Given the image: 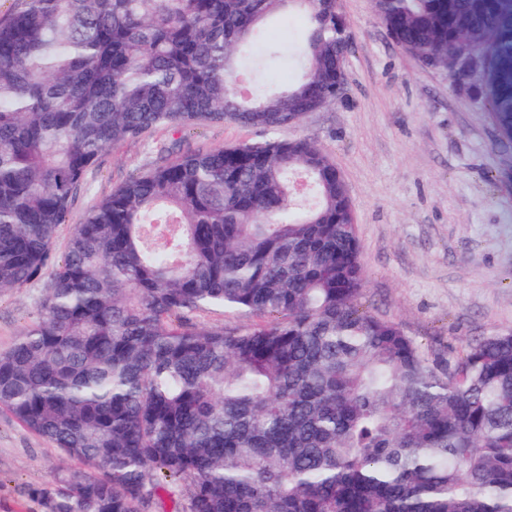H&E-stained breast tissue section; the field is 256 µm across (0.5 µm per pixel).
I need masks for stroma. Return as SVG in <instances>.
<instances>
[{
	"label": "stroma",
	"instance_id": "1",
	"mask_svg": "<svg viewBox=\"0 0 512 512\" xmlns=\"http://www.w3.org/2000/svg\"><path fill=\"white\" fill-rule=\"evenodd\" d=\"M352 36L336 102L283 130L336 163L347 185L365 271L361 305L423 347L451 357L464 342L512 330V147L500 142L483 103L420 65L391 40L370 0H340ZM235 124L152 130L104 152L88 172L56 250L126 178L173 156L250 143ZM50 281L0 294V351L36 315ZM64 455L0 409V512H38L33 487Z\"/></svg>",
	"mask_w": 512,
	"mask_h": 512
}]
</instances>
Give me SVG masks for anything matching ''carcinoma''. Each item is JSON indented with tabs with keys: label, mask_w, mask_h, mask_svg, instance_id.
I'll list each match as a JSON object with an SVG mask.
<instances>
[{
	"label": "carcinoma",
	"mask_w": 512,
	"mask_h": 512,
	"mask_svg": "<svg viewBox=\"0 0 512 512\" xmlns=\"http://www.w3.org/2000/svg\"><path fill=\"white\" fill-rule=\"evenodd\" d=\"M422 65L486 59L512 138V0H372ZM338 0H18L0 19V292L53 267L0 352V409L77 462L40 512H512V330L444 359L360 308L346 183L288 112L336 101ZM296 14L298 43L266 21ZM302 67L281 90L265 69ZM250 127L122 183L53 246L86 173L158 127ZM211 313L245 318L228 327ZM185 494L173 499V488Z\"/></svg>",
	"instance_id": "carcinoma-1"
}]
</instances>
